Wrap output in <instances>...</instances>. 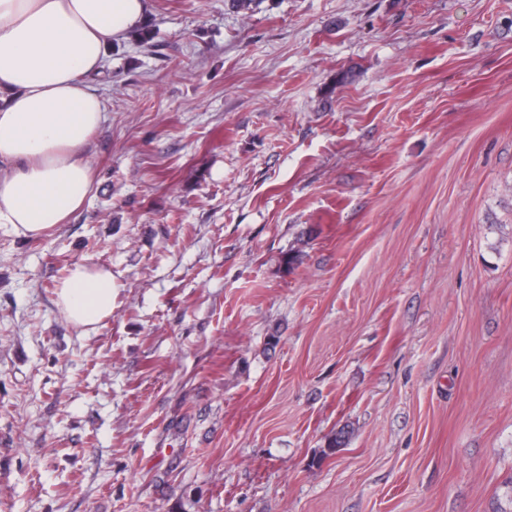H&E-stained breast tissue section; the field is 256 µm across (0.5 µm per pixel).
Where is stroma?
Masks as SVG:
<instances>
[{
    "label": "stroma",
    "instance_id": "1",
    "mask_svg": "<svg viewBox=\"0 0 512 512\" xmlns=\"http://www.w3.org/2000/svg\"><path fill=\"white\" fill-rule=\"evenodd\" d=\"M148 23L86 201L0 224V512H512V0ZM57 307L76 327L94 326L112 314V272L77 264L57 287Z\"/></svg>",
    "mask_w": 512,
    "mask_h": 512
}]
</instances>
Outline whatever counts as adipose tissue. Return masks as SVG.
I'll use <instances>...</instances> for the list:
<instances>
[{
    "label": "adipose tissue",
    "mask_w": 512,
    "mask_h": 512,
    "mask_svg": "<svg viewBox=\"0 0 512 512\" xmlns=\"http://www.w3.org/2000/svg\"><path fill=\"white\" fill-rule=\"evenodd\" d=\"M150 0H0V224L38 237L87 198L85 148L107 119L90 84ZM77 327L112 314V273L78 264L57 287Z\"/></svg>",
    "instance_id": "obj_1"
}]
</instances>
